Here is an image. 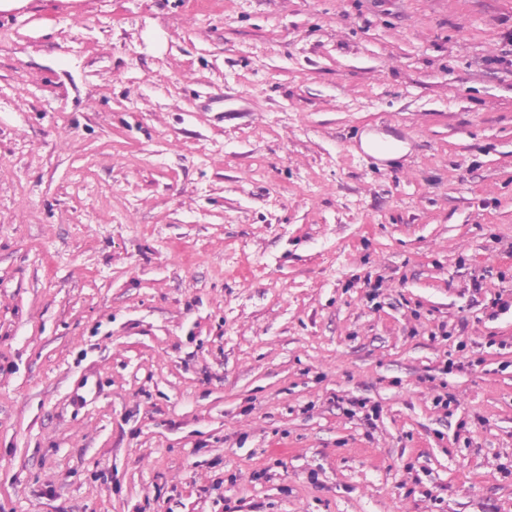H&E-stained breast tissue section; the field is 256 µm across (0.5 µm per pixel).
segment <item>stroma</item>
Returning <instances> with one entry per match:
<instances>
[{
    "mask_svg": "<svg viewBox=\"0 0 512 512\" xmlns=\"http://www.w3.org/2000/svg\"><path fill=\"white\" fill-rule=\"evenodd\" d=\"M0 512H512V0L1 10Z\"/></svg>",
    "mask_w": 512,
    "mask_h": 512,
    "instance_id": "1",
    "label": "stroma"
}]
</instances>
